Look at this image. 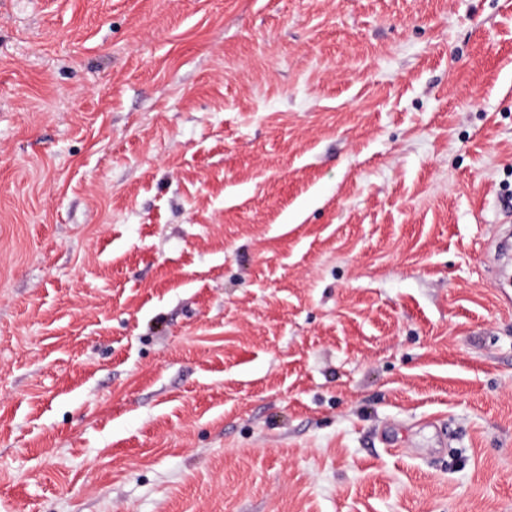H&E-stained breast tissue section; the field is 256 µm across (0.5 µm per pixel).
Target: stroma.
Returning <instances> with one entry per match:
<instances>
[{
	"label": "stroma",
	"instance_id": "stroma-1",
	"mask_svg": "<svg viewBox=\"0 0 512 512\" xmlns=\"http://www.w3.org/2000/svg\"><path fill=\"white\" fill-rule=\"evenodd\" d=\"M512 0H0V512H512Z\"/></svg>",
	"mask_w": 512,
	"mask_h": 512
}]
</instances>
